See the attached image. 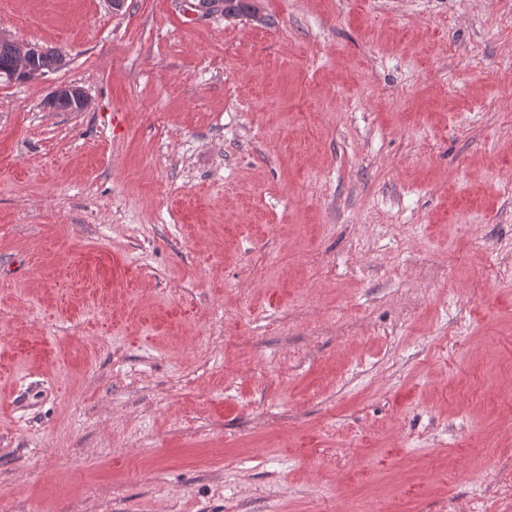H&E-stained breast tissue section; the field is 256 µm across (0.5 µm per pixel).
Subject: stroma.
<instances>
[{"label": "stroma", "mask_w": 512, "mask_h": 512, "mask_svg": "<svg viewBox=\"0 0 512 512\" xmlns=\"http://www.w3.org/2000/svg\"><path fill=\"white\" fill-rule=\"evenodd\" d=\"M260 9L0 0V512H512V0ZM1 41H6L1 37ZM19 50L20 59L16 67L11 71V80L35 81L43 77L41 72L56 70L65 65V59L56 50L44 48V52L39 56L35 65L34 61L43 51L42 46L36 43L14 42ZM13 42H0V79L8 80V73L15 63L16 47ZM6 79V80H5Z\"/></svg>", "instance_id": "1"}]
</instances>
